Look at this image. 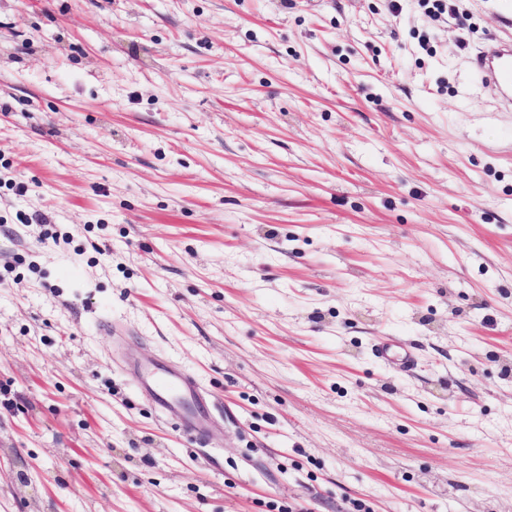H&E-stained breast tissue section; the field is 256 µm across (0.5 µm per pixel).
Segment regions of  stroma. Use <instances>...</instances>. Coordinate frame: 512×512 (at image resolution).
Returning a JSON list of instances; mask_svg holds the SVG:
<instances>
[{
	"label": "stroma",
	"mask_w": 512,
	"mask_h": 512,
	"mask_svg": "<svg viewBox=\"0 0 512 512\" xmlns=\"http://www.w3.org/2000/svg\"><path fill=\"white\" fill-rule=\"evenodd\" d=\"M451 5L0 0V512H512V0ZM474 69L480 83L494 92L502 102L512 105V40L507 43L491 40L476 55ZM138 385L150 391L160 412L178 408L181 427L196 438L207 433L206 402L195 382L186 374L171 367L156 364L141 370Z\"/></svg>",
	"instance_id": "obj_1"
}]
</instances>
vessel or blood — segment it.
Listing matches in <instances>:
<instances>
[{"mask_svg":"<svg viewBox=\"0 0 512 512\" xmlns=\"http://www.w3.org/2000/svg\"><path fill=\"white\" fill-rule=\"evenodd\" d=\"M474 69L483 86L494 92L505 105H512V41H490L476 55ZM137 382L150 391L159 411L180 410L181 426L186 433L197 437L206 434V402L189 376L156 364L141 370Z\"/></svg>","mask_w":512,"mask_h":512,"instance_id":"1","label":"vessel or blood"}]
</instances>
